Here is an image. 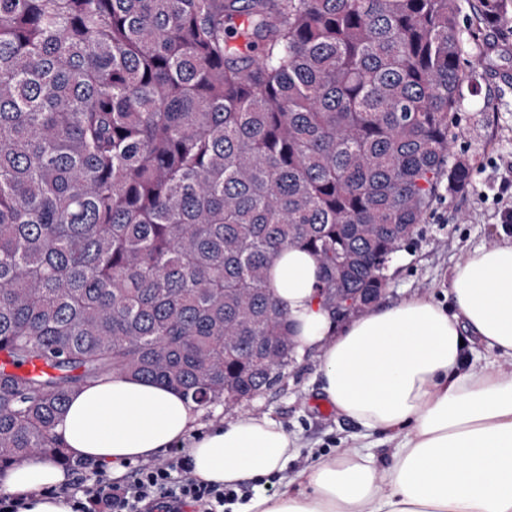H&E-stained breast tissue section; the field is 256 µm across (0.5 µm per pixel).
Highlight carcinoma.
<instances>
[{
	"label": "carcinoma",
	"instance_id": "1",
	"mask_svg": "<svg viewBox=\"0 0 512 512\" xmlns=\"http://www.w3.org/2000/svg\"><path fill=\"white\" fill-rule=\"evenodd\" d=\"M459 9L0 0V469L70 462L54 428L86 384L136 376L206 406L280 382L283 248L316 258L323 305L378 301L470 178L451 152Z\"/></svg>",
	"mask_w": 512,
	"mask_h": 512
}]
</instances>
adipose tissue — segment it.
Here are the masks:
<instances>
[{"mask_svg":"<svg viewBox=\"0 0 512 512\" xmlns=\"http://www.w3.org/2000/svg\"><path fill=\"white\" fill-rule=\"evenodd\" d=\"M318 265L297 248L271 263L268 286L294 324L299 349L319 352L322 396L337 414L386 433L390 463L364 446L289 471L296 441L274 420L241 417L202 428L176 389L118 376L84 385L54 429L68 453L121 469L187 446L201 480L237 485L277 475L284 491L236 512H512V242L460 260L450 308L419 296L340 321L317 297ZM489 355L468 362L465 345ZM63 468L41 456L0 473V490L27 512H71L49 495Z\"/></svg>","mask_w":512,"mask_h":512,"instance_id":"1","label":"adipose tissue"}]
</instances>
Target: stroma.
<instances>
[{
  "label": "stroma",
  "mask_w": 512,
  "mask_h": 512,
  "mask_svg": "<svg viewBox=\"0 0 512 512\" xmlns=\"http://www.w3.org/2000/svg\"><path fill=\"white\" fill-rule=\"evenodd\" d=\"M462 26H473L464 61L477 74L464 87L454 130L453 153L470 163L468 186L441 192L424 216L411 248L400 252L380 303L391 306L412 296L448 301V283L457 262L492 247L507 234L499 222L496 164L512 162V24L477 25L470 6H463ZM321 362L316 352H296L287 378L250 401L224 408L211 404L200 422L211 426L245 416H268L298 442L295 467L356 444L384 454L391 443L386 434L366 430L339 416L321 396Z\"/></svg>",
  "instance_id": "stroma-1"
}]
</instances>
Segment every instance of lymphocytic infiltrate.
<instances>
[{
    "instance_id": "obj_1",
    "label": "lymphocytic infiltrate",
    "mask_w": 512,
    "mask_h": 512,
    "mask_svg": "<svg viewBox=\"0 0 512 512\" xmlns=\"http://www.w3.org/2000/svg\"><path fill=\"white\" fill-rule=\"evenodd\" d=\"M238 490L196 477L190 457L183 449L136 467L132 481L80 483L71 497L73 512H224L238 502Z\"/></svg>"
}]
</instances>
